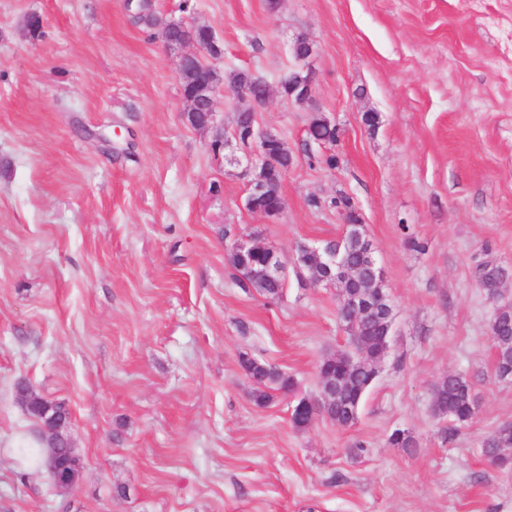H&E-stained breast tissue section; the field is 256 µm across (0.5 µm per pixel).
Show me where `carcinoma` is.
I'll use <instances>...</instances> for the list:
<instances>
[{
	"label": "carcinoma",
	"mask_w": 512,
	"mask_h": 512,
	"mask_svg": "<svg viewBox=\"0 0 512 512\" xmlns=\"http://www.w3.org/2000/svg\"><path fill=\"white\" fill-rule=\"evenodd\" d=\"M192 36L197 42L209 46V54L220 53L209 27L200 26L194 29ZM231 82L235 87L249 93L261 92L260 79L248 72L234 73ZM476 275L481 286L489 291L501 287L507 272L503 267L487 261L478 265ZM242 286L253 288L268 297L279 295L283 289V283L279 280L263 283L248 280L242 282ZM346 327L354 351H338L326 357L319 365V371H331L336 377V403L331 409L330 421L341 426L351 425L357 418L354 408L361 404L374 381L375 356L378 355L382 342L380 329L371 321L348 323ZM489 328L496 348L495 365L512 364V320L505 316L499 319L494 315ZM240 366L257 385L254 400L260 406L270 401L269 390L290 392L294 388L292 378L274 366L263 362L256 363L243 357L240 358ZM477 408L473 385L464 376L450 373L435 385L433 411L437 416L466 424L475 417ZM481 447L484 456L495 458V465L507 466L512 458L504 450L512 448V430L501 427L487 434Z\"/></svg>",
	"instance_id": "cac0c4a2"
}]
</instances>
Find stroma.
I'll return each instance as SVG.
<instances>
[{"mask_svg":"<svg viewBox=\"0 0 512 512\" xmlns=\"http://www.w3.org/2000/svg\"><path fill=\"white\" fill-rule=\"evenodd\" d=\"M151 4L149 26L131 0H0V512H512V467L481 451L512 424L489 335L512 301V0ZM168 22L209 26L222 49L207 127L183 116ZM296 66L307 105L279 86ZM237 71L270 85L255 125L292 157L274 218L246 206ZM316 119L336 142L313 139ZM351 213L395 306L390 347L352 425L299 429L297 398L346 343L339 292L292 266L267 298L230 254L255 238L292 258ZM482 261L507 269L501 299ZM244 354L293 391L257 405ZM451 372L478 396L470 423L433 412ZM22 380L70 413L71 493L26 456ZM396 430L416 448L391 447Z\"/></svg>","mask_w":512,"mask_h":512,"instance_id":"obj_1","label":"stroma"}]
</instances>
